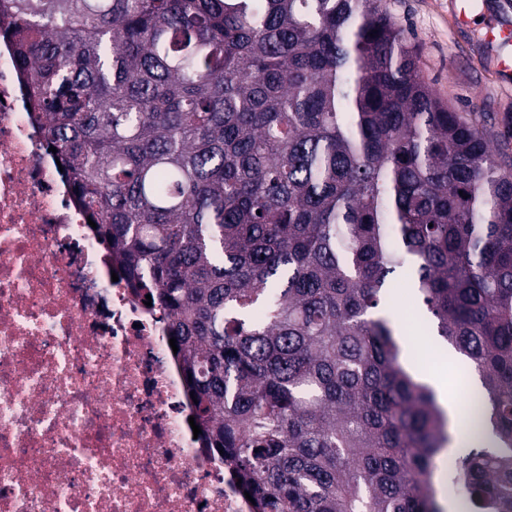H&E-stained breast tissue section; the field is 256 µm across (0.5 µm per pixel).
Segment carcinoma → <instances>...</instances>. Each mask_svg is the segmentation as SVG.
<instances>
[{"label":"carcinoma","instance_id":"cac0c4a2","mask_svg":"<svg viewBox=\"0 0 512 512\" xmlns=\"http://www.w3.org/2000/svg\"><path fill=\"white\" fill-rule=\"evenodd\" d=\"M0 36L258 512H512V172L380 0H0ZM401 274L478 375L468 448Z\"/></svg>","mask_w":512,"mask_h":512}]
</instances>
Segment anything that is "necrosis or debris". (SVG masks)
<instances>
[{
    "label": "necrosis or debris",
    "instance_id": "4bbe7bcc",
    "mask_svg": "<svg viewBox=\"0 0 512 512\" xmlns=\"http://www.w3.org/2000/svg\"><path fill=\"white\" fill-rule=\"evenodd\" d=\"M117 268L0 42V512H256Z\"/></svg>",
    "mask_w": 512,
    "mask_h": 512
}]
</instances>
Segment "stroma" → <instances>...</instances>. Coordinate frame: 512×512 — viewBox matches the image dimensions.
<instances>
[{"mask_svg":"<svg viewBox=\"0 0 512 512\" xmlns=\"http://www.w3.org/2000/svg\"><path fill=\"white\" fill-rule=\"evenodd\" d=\"M419 48V76L498 146L495 158L512 168V86L495 81L477 28L457 26L452 0H383Z\"/></svg>","mask_w":512,"mask_h":512,"instance_id":"35a3bbf8","label":"stroma"}]
</instances>
